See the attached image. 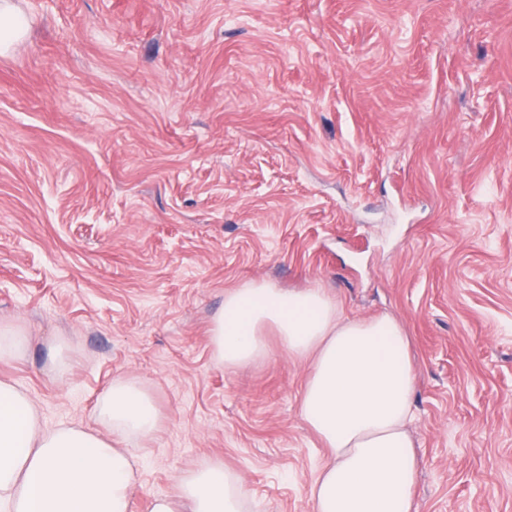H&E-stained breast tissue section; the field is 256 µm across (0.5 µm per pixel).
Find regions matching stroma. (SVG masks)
<instances>
[{"label": "stroma", "instance_id": "stroma-1", "mask_svg": "<svg viewBox=\"0 0 512 512\" xmlns=\"http://www.w3.org/2000/svg\"><path fill=\"white\" fill-rule=\"evenodd\" d=\"M0 380L47 428L113 380L161 422L130 512L218 460L246 512H310V364L229 369L225 294L320 290L416 365L415 512H512V0H8ZM68 343L65 374L51 353ZM27 329L20 324H0V362L22 359L29 348Z\"/></svg>", "mask_w": 512, "mask_h": 512}]
</instances>
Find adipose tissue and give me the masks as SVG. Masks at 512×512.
<instances>
[{"mask_svg": "<svg viewBox=\"0 0 512 512\" xmlns=\"http://www.w3.org/2000/svg\"><path fill=\"white\" fill-rule=\"evenodd\" d=\"M272 328L311 372L301 413L331 453L309 492L312 512H413L417 456L407 425L415 371L411 343L388 316L340 320L317 290L270 285L237 289L210 328L225 366L265 353ZM99 428L39 427L29 396L0 381V505L8 512H129L139 469L136 441L152 437L160 413L141 385L116 380L99 398ZM243 481L220 463L181 476L150 512H244Z\"/></svg>", "mask_w": 512, "mask_h": 512, "instance_id": "obj_1", "label": "adipose tissue"}]
</instances>
